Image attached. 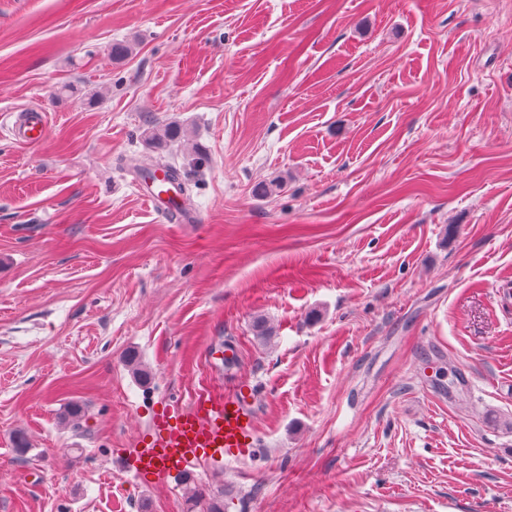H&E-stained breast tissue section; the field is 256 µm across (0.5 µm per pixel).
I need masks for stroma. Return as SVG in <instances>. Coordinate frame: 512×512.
<instances>
[{
	"mask_svg": "<svg viewBox=\"0 0 512 512\" xmlns=\"http://www.w3.org/2000/svg\"><path fill=\"white\" fill-rule=\"evenodd\" d=\"M149 157L181 217L139 196ZM240 384L255 457L123 468L155 413ZM196 490L512 512V0H0V512ZM18 141L22 144H39L46 138V122L33 115L18 116L16 121Z\"/></svg>",
	"mask_w": 512,
	"mask_h": 512,
	"instance_id": "stroma-1",
	"label": "stroma"
}]
</instances>
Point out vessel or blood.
Listing matches in <instances>:
<instances>
[{
    "instance_id": "obj_1",
    "label": "vessel or blood",
    "mask_w": 512,
    "mask_h": 512,
    "mask_svg": "<svg viewBox=\"0 0 512 512\" xmlns=\"http://www.w3.org/2000/svg\"><path fill=\"white\" fill-rule=\"evenodd\" d=\"M16 128L23 144L41 143L48 132L46 122L33 115L19 116ZM252 397L249 388L240 387L155 415L147 438L125 449L124 465L142 482L155 483L204 462L249 456L258 446Z\"/></svg>"
}]
</instances>
